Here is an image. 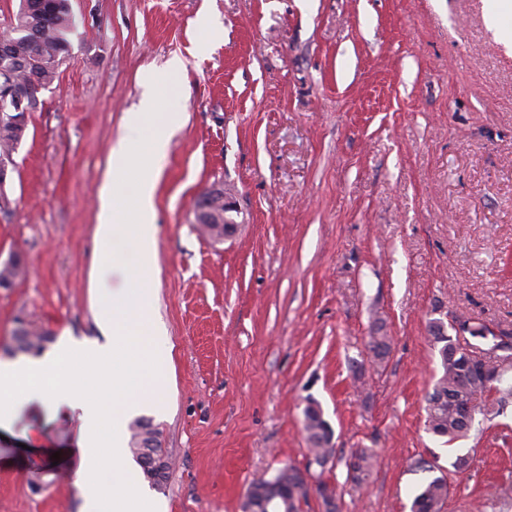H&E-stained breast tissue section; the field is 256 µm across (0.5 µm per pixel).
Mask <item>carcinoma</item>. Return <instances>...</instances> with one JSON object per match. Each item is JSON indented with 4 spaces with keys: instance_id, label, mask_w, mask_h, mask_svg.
<instances>
[{
    "instance_id": "1",
    "label": "carcinoma",
    "mask_w": 512,
    "mask_h": 512,
    "mask_svg": "<svg viewBox=\"0 0 512 512\" xmlns=\"http://www.w3.org/2000/svg\"><path fill=\"white\" fill-rule=\"evenodd\" d=\"M73 24L68 0H19L8 30L12 55L4 66L10 69L13 84L24 99L29 101L38 96L58 78L59 66L67 53V35ZM23 137L21 128L0 117V154L14 149ZM464 321L470 324L472 331L469 336L476 342L487 344L496 340V335L489 331V324L468 317ZM383 329V323L377 320L368 336L369 352L375 360L385 359L391 351L392 337ZM49 340L46 332L28 331L23 336L13 334L14 344L22 345L24 351L32 355L40 354ZM432 341L438 353L440 372L426 395V427L430 433L451 445L469 437L474 427V424L466 423L453 408V399L475 402L478 414L484 417L499 414L512 402V384L507 383V375L512 373V368L504 371V378L496 382L495 387H488L481 378L472 375L465 354L456 352L457 336L438 325L432 333ZM321 415L323 412L319 405L315 400H310V404L303 409L306 437H311V432L321 427ZM132 430L130 451L141 468H146L141 443L153 441L150 452L157 457L164 456L159 432L150 421L140 419L134 423ZM375 460L376 455L370 448H360L350 455L347 472L355 487H361L368 479ZM474 462L473 448L452 457L446 470L434 461L417 460L416 468L425 472L437 471L439 475L419 486L411 503V512H443L450 492L448 474H464L471 470ZM294 470L293 466L284 468L272 479L280 489V498L273 502L278 512H299L301 501L309 497L306 493L302 499L293 500L291 484Z\"/></svg>"
}]
</instances>
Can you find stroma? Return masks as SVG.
<instances>
[{"instance_id":"stroma-1","label":"stroma","mask_w":512,"mask_h":512,"mask_svg":"<svg viewBox=\"0 0 512 512\" xmlns=\"http://www.w3.org/2000/svg\"><path fill=\"white\" fill-rule=\"evenodd\" d=\"M59 78L29 115L0 212V359L19 322L101 334L88 267L104 176L141 73L181 124L156 194L150 290L172 364L150 414L168 512H242L253 483L304 466L302 411L333 430L338 512H410L426 472L475 450L444 512H512V406L451 445L425 428L439 372L427 324L512 330V45L487 0H70ZM211 29L202 31L199 17ZM181 71H168L172 57ZM223 187L235 235L194 202ZM392 338L365 360L374 320ZM363 365L354 373L353 362ZM78 421L27 405L0 439V512H79ZM371 448L361 489L344 462ZM221 195H224V188H210L207 191L203 192L199 197L208 196L212 200H218ZM236 202L234 201L233 197L231 195H224V209L221 206H217L214 209H212L214 212L219 214L220 222L213 221L210 224H202L201 228L203 232L213 241H219V239H216L215 229L219 228L220 223L223 222L222 220V214H224V224H234L236 226V229L234 230V233L237 231V228L239 224H236L235 220L230 216L232 212H236L237 210ZM222 224V225H224ZM233 233V234H234Z\"/></svg>"}]
</instances>
